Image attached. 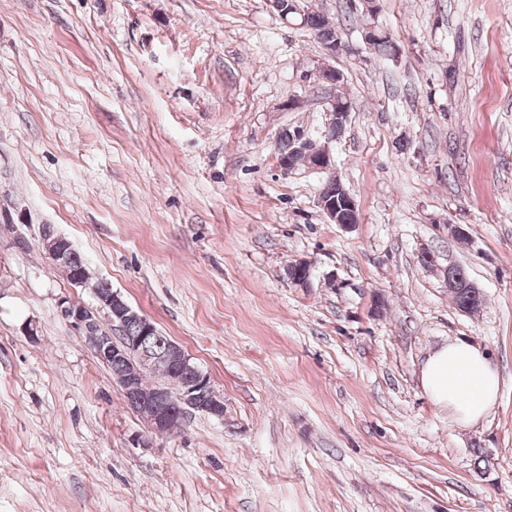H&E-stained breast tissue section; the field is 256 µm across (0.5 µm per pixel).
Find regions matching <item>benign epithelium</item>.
<instances>
[{
    "label": "benign epithelium",
    "instance_id": "7a95c632",
    "mask_svg": "<svg viewBox=\"0 0 512 512\" xmlns=\"http://www.w3.org/2000/svg\"><path fill=\"white\" fill-rule=\"evenodd\" d=\"M269 2L284 21L289 20L292 13H301L297 0ZM349 110L348 102L339 96L328 100V120L321 133L324 139L322 146L303 131L296 130L290 134L295 150L306 158L305 167L336 182V198L322 192L318 206L330 222L345 229L356 224V205L336 177L328 144L336 140V134L345 127ZM42 244L44 255L52 265L68 263V241L49 225L43 228ZM94 295L95 306L91 308L67 297L59 299L60 313L76 335L84 338L101 363L135 362L137 374L118 373L114 380L127 405L137 409L152 434H171L179 430L185 414L190 411L224 420V397L215 390L210 375L197 366L179 343L169 339L162 350L151 348L150 340L156 337L157 328L150 318L132 307L120 292L112 288H96ZM133 324L137 335H125ZM175 373L183 375L182 387L176 395L160 383L149 389L142 384L141 376L144 374L161 380Z\"/></svg>",
    "mask_w": 512,
    "mask_h": 512
}]
</instances>
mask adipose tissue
<instances>
[{
    "instance_id": "adipose-tissue-1",
    "label": "adipose tissue",
    "mask_w": 512,
    "mask_h": 512,
    "mask_svg": "<svg viewBox=\"0 0 512 512\" xmlns=\"http://www.w3.org/2000/svg\"><path fill=\"white\" fill-rule=\"evenodd\" d=\"M420 382L427 396L448 408L454 420L475 424L497 404L500 371L481 346L451 340L432 350L423 363Z\"/></svg>"
}]
</instances>
